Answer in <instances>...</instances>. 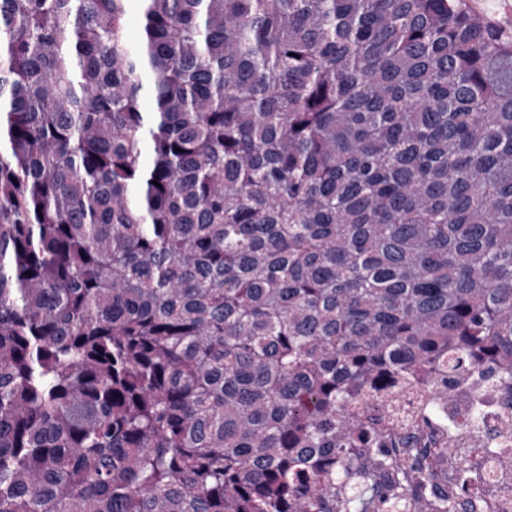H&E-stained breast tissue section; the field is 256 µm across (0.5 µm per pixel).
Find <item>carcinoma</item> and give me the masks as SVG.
I'll return each mask as SVG.
<instances>
[{"label": "carcinoma", "mask_w": 512, "mask_h": 512, "mask_svg": "<svg viewBox=\"0 0 512 512\" xmlns=\"http://www.w3.org/2000/svg\"><path fill=\"white\" fill-rule=\"evenodd\" d=\"M467 371L512 381V36L465 0H0V512H458L511 440L438 495L379 437Z\"/></svg>", "instance_id": "carcinoma-1"}]
</instances>
